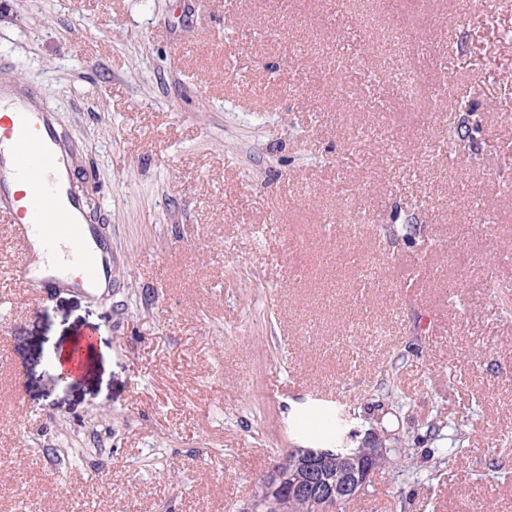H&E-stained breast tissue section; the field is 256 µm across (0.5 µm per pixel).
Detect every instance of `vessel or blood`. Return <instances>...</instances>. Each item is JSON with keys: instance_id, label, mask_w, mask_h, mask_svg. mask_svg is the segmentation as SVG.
<instances>
[{"instance_id": "b4317fda", "label": "vessel or blood", "mask_w": 512, "mask_h": 512, "mask_svg": "<svg viewBox=\"0 0 512 512\" xmlns=\"http://www.w3.org/2000/svg\"><path fill=\"white\" fill-rule=\"evenodd\" d=\"M0 222L20 250L21 287H80L112 280V258L85 195L73 184L72 154L54 108L37 87L0 80Z\"/></svg>"}]
</instances>
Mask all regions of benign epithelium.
<instances>
[{"mask_svg": "<svg viewBox=\"0 0 512 512\" xmlns=\"http://www.w3.org/2000/svg\"><path fill=\"white\" fill-rule=\"evenodd\" d=\"M304 455L310 463H336V476L333 481H320L307 478L290 485L289 495L294 497L308 494L319 506V512H337V508L346 499L359 496L364 492L370 470L364 466L355 454H339L334 448H305Z\"/></svg>", "mask_w": 512, "mask_h": 512, "instance_id": "benign-epithelium-1", "label": "benign epithelium"}]
</instances>
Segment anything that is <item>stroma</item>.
Here are the masks:
<instances>
[{
  "label": "stroma",
  "instance_id": "obj_1",
  "mask_svg": "<svg viewBox=\"0 0 512 512\" xmlns=\"http://www.w3.org/2000/svg\"><path fill=\"white\" fill-rule=\"evenodd\" d=\"M2 78L57 108L112 287L27 293L0 223V512H241L339 403L411 463L350 512H512V0H0ZM93 343V338L88 337L82 344L77 343L74 345L65 361L58 364L59 367L67 371L71 376L80 374L83 371L85 365V355L90 345Z\"/></svg>",
  "mask_w": 512,
  "mask_h": 512
}]
</instances>
